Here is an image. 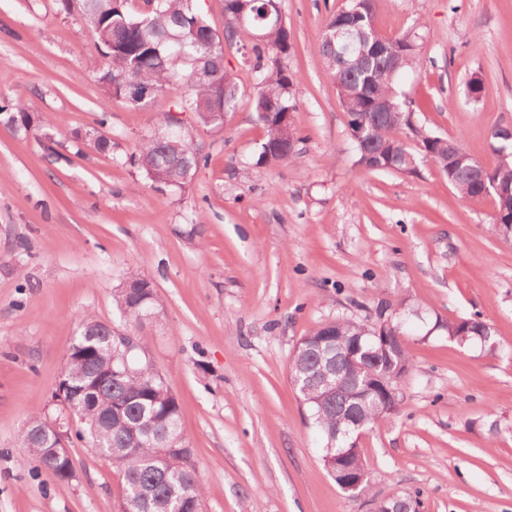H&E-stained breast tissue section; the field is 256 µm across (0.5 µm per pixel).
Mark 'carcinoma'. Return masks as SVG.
Here are the masks:
<instances>
[{"mask_svg": "<svg viewBox=\"0 0 512 512\" xmlns=\"http://www.w3.org/2000/svg\"><path fill=\"white\" fill-rule=\"evenodd\" d=\"M61 9L79 17L80 32L89 35L97 56L93 70L102 91L135 107L147 109L167 90L181 93L176 108L195 113L198 123L222 128L243 103H248L266 136L256 149V164L289 162L297 156L301 141L296 121L299 106L295 85L299 74L288 67L294 37L272 0H224V33L214 30L193 0H141L132 9L129 0H57ZM375 0H349L329 16L314 50L331 74L347 116L348 137L355 165L371 172L418 174L429 163L448 180L464 201L494 197V223L512 225V140L502 130L492 133L498 164L485 168L457 142L433 134L413 121L411 102L397 91L400 75L419 65L415 37L387 38L374 24ZM345 26L369 36V48L380 55L371 71H359L356 56H339L327 35ZM236 42L250 63L252 92L247 94L236 74L224 65V44ZM16 130L29 133L33 118L23 100H6L0 117ZM107 117L98 121L90 140L95 150L110 153L112 138L106 135ZM134 162L149 180L180 187L207 164L208 156L175 116L166 114L161 127L142 139ZM498 183L501 192L493 190ZM116 309L130 328L155 313L159 302L154 285L131 272L114 289ZM377 320L358 322L337 319L326 322L303 337L290 368L303 403L316 427L330 437L336 428L351 429L349 409L356 400L336 397L335 388L319 385L325 336H358L371 340ZM448 338L464 345L490 332L479 316L438 324ZM112 326L87 317L79 335L65 353V379L81 388L93 376L100 378L93 402L76 404L73 413L85 425L75 436L99 453L112 458L122 474L124 512H202L204 487L191 463V454L180 431V406L172 393H162L165 381L142 350L130 353L109 349L105 336ZM392 337L389 352L371 355L360 377L371 373L389 377L400 360L410 361L398 336L403 329L394 317L386 327ZM391 412L370 398L360 418L364 428L390 418ZM45 420L35 412L19 435L28 457L50 474L68 481L65 472L45 456Z\"/></svg>", "mask_w": 512, "mask_h": 512, "instance_id": "obj_1", "label": "carcinoma"}]
</instances>
